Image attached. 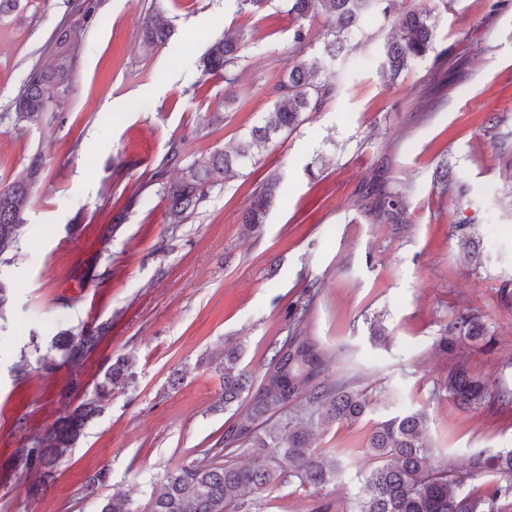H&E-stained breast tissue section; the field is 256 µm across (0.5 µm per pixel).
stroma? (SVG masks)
Wrapping results in <instances>:
<instances>
[{
	"mask_svg": "<svg viewBox=\"0 0 512 512\" xmlns=\"http://www.w3.org/2000/svg\"><path fill=\"white\" fill-rule=\"evenodd\" d=\"M402 6L432 9L436 42L454 64L447 77L435 78L429 58L385 85L380 49L392 29L377 16L352 32L351 51L337 60L321 51L324 18L305 20L313 44L296 53L280 0L254 15L234 0H24L0 17V183L42 159L25 234L11 263L0 264L8 295L0 307V512H98L116 496L150 512L153 485L241 415L218 406V357L241 346V367L262 378L272 344L292 330L289 304L313 282L319 293L305 331L327 355L325 376L353 378L374 408L319 429L318 452L340 467L335 482L264 492V512H310L319 496L351 512L359 473L371 465L370 434L410 410L428 413L433 464L462 467L476 450L512 448V411L494 402L464 410L439 392L453 358L434 347L443 326L472 309L496 344L472 350L469 366L512 389V312L498 295L512 282V8L492 14L485 0ZM157 13L173 32L148 49L141 21ZM227 31L245 40L229 103L223 77L199 67ZM65 56L73 64L66 105L42 125L16 122L13 101L30 72ZM297 57L340 71L336 96L215 187L185 223H166L154 174L171 144L188 164L232 151L273 105L274 86ZM215 112L223 123L210 124ZM443 159L460 189L434 187ZM272 176L274 206L260 231L247 232L242 213ZM376 189L407 190V223L365 210ZM134 194L140 204L114 223ZM456 224L474 225L479 259L460 247ZM94 321L112 327L79 374L39 369L56 332ZM377 322L387 339L374 336ZM120 355L133 360L135 385L113 391L44 496L28 500L14 449L78 403ZM102 469L109 483L86 497V478Z\"/></svg>",
	"mask_w": 512,
	"mask_h": 512,
	"instance_id": "35a3bbf8",
	"label": "stroma"
}]
</instances>
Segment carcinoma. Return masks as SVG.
Here are the masks:
<instances>
[{
    "label": "carcinoma",
    "mask_w": 512,
    "mask_h": 512,
    "mask_svg": "<svg viewBox=\"0 0 512 512\" xmlns=\"http://www.w3.org/2000/svg\"><path fill=\"white\" fill-rule=\"evenodd\" d=\"M379 9L384 19H397L387 39L380 77L393 82L415 63L435 54L438 70L448 63L447 51H436L435 23L427 8L399 10L398 0H288V15L297 21L293 40L305 46L309 33L301 21L324 16L329 21L323 36L322 51L337 58L348 51L347 35L361 27L370 11ZM170 36L168 24L158 15L142 21L145 45L154 47ZM242 35L226 33L212 41L200 63L206 75H222L232 97L234 78L231 68L241 60ZM70 65L67 59L48 69H34L14 103L15 118L32 126L46 119L49 104L61 106L70 92ZM340 74H322L304 61L294 62L276 85L277 99L265 113L262 124L253 128L250 139L239 145L236 156L219 150L208 160L181 168L175 181H166V168L182 161V149L175 145L155 173L162 181L169 224L183 223L189 214L209 197L213 188L235 176L241 158L259 151L283 132H292L306 112L320 111L336 96ZM41 159L33 157L25 168L8 183H0V256L17 247L25 227L23 215L41 173ZM435 183L446 191L458 184L448 164L438 165ZM277 178L270 177L252 194L242 223L251 230L265 223L275 198ZM409 204L403 193L385 192L374 209L392 221L408 222ZM461 246L477 249L478 241L470 224L454 225ZM317 285L311 284L302 296L288 307V315L302 323ZM101 326H87L78 332L60 331L50 340L59 358L43 357L40 366L54 370L67 365L82 367L97 346ZM495 336L491 325L480 314L466 309L448 321L437 340V347L457 360L448 370L442 389L464 409L481 406L494 397L501 406L512 408V392L492 391L493 383L473 374L461 355L465 348H493ZM272 356L259 386L240 368L241 352L236 347L224 349L216 368L224 374V405L242 408L239 420L224 429L221 440L205 451L201 460L192 461L169 473L152 492L151 512H253L262 492L296 483L301 488L325 487L338 478L339 468L316 452V429L333 423H354L372 408L370 396L343 379L329 382L323 378L327 365L325 352L310 336L300 333L271 345ZM132 362L115 359L105 370L92 393L67 411L43 437L29 439L15 453V468L20 474L40 475L29 486V493L39 494L52 478L59 460L68 456L84 436L88 423L110 401L112 390L135 383ZM279 416L277 428L267 430L264 423ZM248 451L250 461L238 465L230 454ZM427 417L417 410L394 416L377 424L370 434L365 454L375 465L363 475L357 512H512V448L472 454L463 468L452 464L435 467L430 459ZM493 474L496 479L478 491H464L476 476Z\"/></svg>",
    "instance_id": "cac0c4a2"
}]
</instances>
